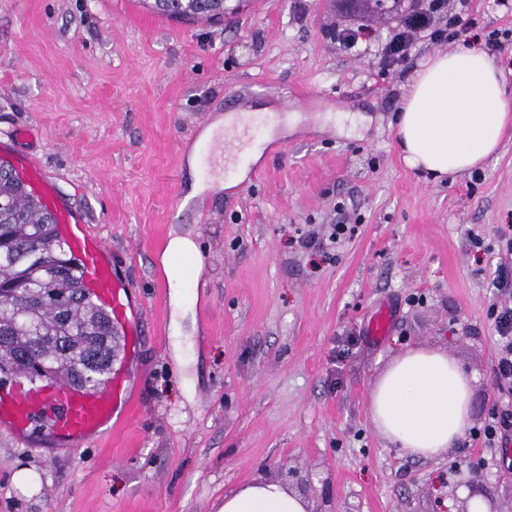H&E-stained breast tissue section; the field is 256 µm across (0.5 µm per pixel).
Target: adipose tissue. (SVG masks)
<instances>
[{
    "label": "adipose tissue",
    "instance_id": "1",
    "mask_svg": "<svg viewBox=\"0 0 512 512\" xmlns=\"http://www.w3.org/2000/svg\"><path fill=\"white\" fill-rule=\"evenodd\" d=\"M398 153L434 180L482 169L512 140V87L486 48L460 44L414 70L394 124ZM473 389L463 367L439 349L409 348L374 384L368 411L400 453L439 458L472 426ZM279 481L257 478L225 493L219 512H307Z\"/></svg>",
    "mask_w": 512,
    "mask_h": 512
}]
</instances>
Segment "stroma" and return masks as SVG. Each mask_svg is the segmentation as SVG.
<instances>
[{"label": "stroma", "mask_w": 512, "mask_h": 512, "mask_svg": "<svg viewBox=\"0 0 512 512\" xmlns=\"http://www.w3.org/2000/svg\"><path fill=\"white\" fill-rule=\"evenodd\" d=\"M229 4L224 20L188 24L144 0H0V158L37 162L110 247L136 296L114 365L139 372L118 423L78 447L0 432V512H218L261 475L320 512H453L456 451L401 455L368 412L408 347L476 375L469 458L480 490L511 506L512 439L483 430L512 406V388L493 382L487 315L512 303V140L477 172L427 179L404 165L391 120L411 73L448 43L420 39L387 67L400 14L367 17L357 0ZM470 9L512 82V50L494 47L512 38V13ZM363 21L356 47L340 42ZM247 112L263 119L225 138L228 179L201 181V136ZM23 127L31 138L14 140ZM248 141L262 154L244 172ZM310 224L351 225L334 260L298 247ZM176 237L195 251L169 253ZM380 308L392 322L377 338L367 325ZM22 466L41 476L34 495L13 482Z\"/></svg>", "instance_id": "stroma-1"}]
</instances>
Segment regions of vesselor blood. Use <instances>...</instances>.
Returning a JSON list of instances; mask_svg holds the SVG:
<instances>
[{
    "instance_id": "obj_1",
    "label": "vessel or blood",
    "mask_w": 512,
    "mask_h": 512,
    "mask_svg": "<svg viewBox=\"0 0 512 512\" xmlns=\"http://www.w3.org/2000/svg\"><path fill=\"white\" fill-rule=\"evenodd\" d=\"M23 175L54 213L62 241L81 263L91 298L105 307L117 323L128 324L133 291L103 241L86 232L74 231L73 214L37 164L27 163ZM128 380V372L121 370L109 374L98 389L79 388L60 379L23 389H2L0 431L26 445L36 439L55 448L77 446L97 437L105 425L115 420Z\"/></svg>"
}]
</instances>
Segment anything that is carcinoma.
<instances>
[{
    "label": "carcinoma",
    "mask_w": 512,
    "mask_h": 512,
    "mask_svg": "<svg viewBox=\"0 0 512 512\" xmlns=\"http://www.w3.org/2000/svg\"><path fill=\"white\" fill-rule=\"evenodd\" d=\"M180 21L224 17V0H154ZM22 289L19 301L0 297V386L30 373L27 352L45 362L48 377L95 387L116 352L107 310L89 298L80 261L63 246L54 214L0 161V291Z\"/></svg>",
    "instance_id": "obj_1"
}]
</instances>
